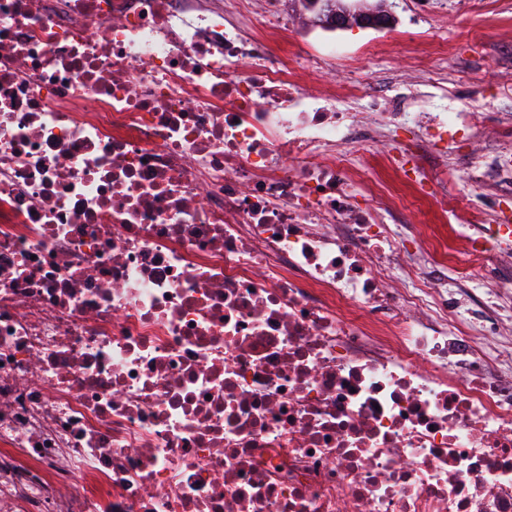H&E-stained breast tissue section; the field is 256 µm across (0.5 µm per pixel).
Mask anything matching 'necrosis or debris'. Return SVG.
<instances>
[{"mask_svg":"<svg viewBox=\"0 0 512 512\" xmlns=\"http://www.w3.org/2000/svg\"><path fill=\"white\" fill-rule=\"evenodd\" d=\"M297 24L0 0V512H512V114L449 195Z\"/></svg>","mask_w":512,"mask_h":512,"instance_id":"necrosis-or-debris-1","label":"necrosis or debris"}]
</instances>
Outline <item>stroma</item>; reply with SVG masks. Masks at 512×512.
I'll return each instance as SVG.
<instances>
[{
	"instance_id": "35a3bbf8",
	"label": "stroma",
	"mask_w": 512,
	"mask_h": 512,
	"mask_svg": "<svg viewBox=\"0 0 512 512\" xmlns=\"http://www.w3.org/2000/svg\"><path fill=\"white\" fill-rule=\"evenodd\" d=\"M392 14L387 28L331 31L308 22L289 39L310 58H323L322 82L336 93L356 73L365 86L384 84L388 95L415 110L463 113L448 136L459 142L464 158H472L468 126H491L502 113H512V60L502 57L512 44V0H439L423 12L416 0H393ZM442 40L447 54L432 53ZM418 48L426 51L420 76L404 66Z\"/></svg>"
}]
</instances>
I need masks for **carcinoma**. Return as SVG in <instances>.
<instances>
[{"label": "carcinoma", "mask_w": 512, "mask_h": 512, "mask_svg": "<svg viewBox=\"0 0 512 512\" xmlns=\"http://www.w3.org/2000/svg\"><path fill=\"white\" fill-rule=\"evenodd\" d=\"M312 14L313 22L330 30L380 28L392 24L387 0H296Z\"/></svg>", "instance_id": "obj_1"}]
</instances>
